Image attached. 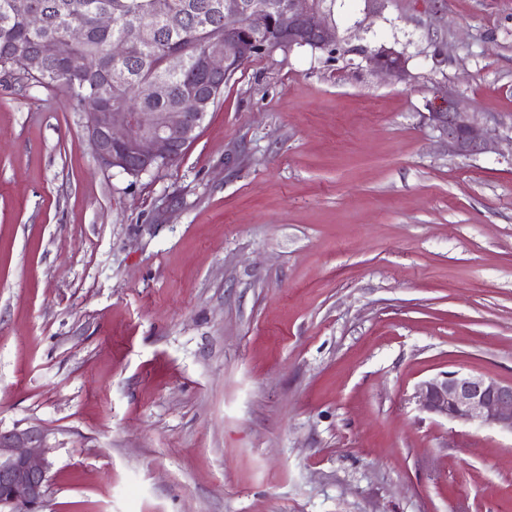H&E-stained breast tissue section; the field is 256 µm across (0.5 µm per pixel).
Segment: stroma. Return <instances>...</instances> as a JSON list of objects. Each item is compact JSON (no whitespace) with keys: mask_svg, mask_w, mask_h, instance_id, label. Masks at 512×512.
<instances>
[{"mask_svg":"<svg viewBox=\"0 0 512 512\" xmlns=\"http://www.w3.org/2000/svg\"><path fill=\"white\" fill-rule=\"evenodd\" d=\"M334 18L413 81L252 58L137 179L0 76V430L48 432L41 512H512V435L414 399L512 380V0ZM448 93L486 152L425 119ZM427 110L428 123L439 131L455 154L471 157L488 148L492 130L487 121L461 107L454 95L445 94L429 103Z\"/></svg>","mask_w":512,"mask_h":512,"instance_id":"obj_1","label":"stroma"}]
</instances>
